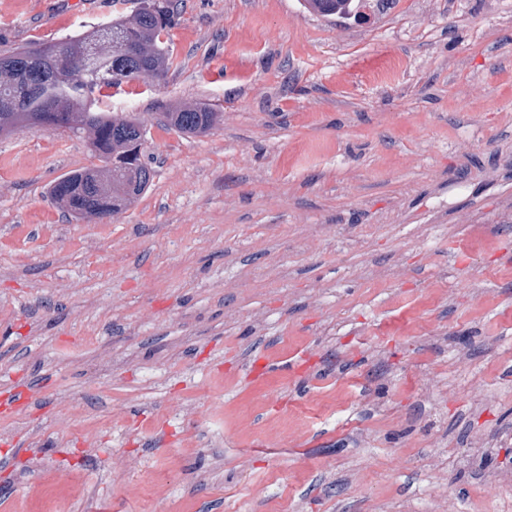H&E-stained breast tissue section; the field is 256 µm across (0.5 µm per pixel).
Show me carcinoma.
<instances>
[{
	"mask_svg": "<svg viewBox=\"0 0 512 512\" xmlns=\"http://www.w3.org/2000/svg\"><path fill=\"white\" fill-rule=\"evenodd\" d=\"M324 16H348L353 0H303ZM172 0H141L119 13L91 36L80 33L60 44L23 45L0 56V131L21 124L67 128L89 139L94 156L112 182V212L149 187L152 171L144 161L146 132L130 115L93 110L95 93L104 86L150 77L165 78L169 57L161 36L171 24ZM41 79L32 84L31 73ZM168 124L194 135L210 131L219 120L207 104L166 113ZM90 176L70 174L51 186L50 195L68 216L81 221L104 207V197L84 188Z\"/></svg>",
	"mask_w": 512,
	"mask_h": 512,
	"instance_id": "carcinoma-1",
	"label": "carcinoma"
}]
</instances>
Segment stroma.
<instances>
[{
  "label": "stroma",
  "instance_id": "1",
  "mask_svg": "<svg viewBox=\"0 0 512 512\" xmlns=\"http://www.w3.org/2000/svg\"><path fill=\"white\" fill-rule=\"evenodd\" d=\"M173 2L165 80L95 104L146 129L134 202L70 219L49 189L87 139L0 133V391L32 395L0 416V512H502L512 0ZM132 8L0 0V54ZM193 102L206 134L166 122ZM340 374L386 414L336 407ZM304 6L324 16H348L353 10V0H303ZM219 112L213 110L205 103L185 106L167 112L168 124L176 129L194 135L205 134L210 131L219 120Z\"/></svg>",
  "mask_w": 512,
  "mask_h": 512
}]
</instances>
